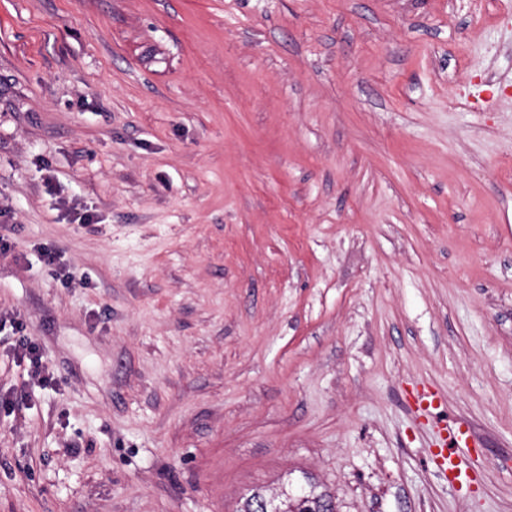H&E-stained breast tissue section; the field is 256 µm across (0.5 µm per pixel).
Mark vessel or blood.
<instances>
[{
	"instance_id": "b4317fda",
	"label": "vessel or blood",
	"mask_w": 512,
	"mask_h": 512,
	"mask_svg": "<svg viewBox=\"0 0 512 512\" xmlns=\"http://www.w3.org/2000/svg\"><path fill=\"white\" fill-rule=\"evenodd\" d=\"M418 399L421 408L442 423L440 450L434 458L439 474L452 485L466 482L467 463L463 454L469 445L466 430L457 424H445L442 402L433 391H422Z\"/></svg>"
}]
</instances>
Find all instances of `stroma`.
Wrapping results in <instances>:
<instances>
[{
	"label": "stroma",
	"mask_w": 512,
	"mask_h": 512,
	"mask_svg": "<svg viewBox=\"0 0 512 512\" xmlns=\"http://www.w3.org/2000/svg\"><path fill=\"white\" fill-rule=\"evenodd\" d=\"M0 234V512H512V0H0ZM16 336L14 340V352L16 355L29 362L31 378L39 386H47L54 381L53 373L44 359V351L33 336L25 333V327L21 321H16ZM418 399L421 408L441 423L440 450L433 458L439 474L453 486L466 482L468 465L463 449L471 448L466 430L461 425H448L442 409V401L433 391L423 390L418 394ZM307 486V500L301 502L289 499L282 491L278 494L281 500L282 512H325L324 506L332 504L334 498L326 490H320V486L305 476Z\"/></svg>",
	"instance_id": "obj_1"
}]
</instances>
